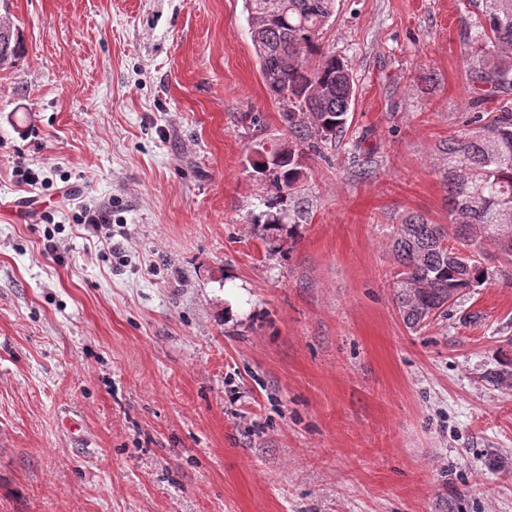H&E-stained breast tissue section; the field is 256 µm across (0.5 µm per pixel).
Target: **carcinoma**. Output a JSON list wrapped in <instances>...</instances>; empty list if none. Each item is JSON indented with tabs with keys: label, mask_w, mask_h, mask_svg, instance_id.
Here are the masks:
<instances>
[{
	"label": "carcinoma",
	"mask_w": 512,
	"mask_h": 512,
	"mask_svg": "<svg viewBox=\"0 0 512 512\" xmlns=\"http://www.w3.org/2000/svg\"><path fill=\"white\" fill-rule=\"evenodd\" d=\"M264 85L283 105L282 118L294 139L261 147L247 163L271 192L251 223L283 246L299 233L304 209L296 195L304 178L303 149L342 136L355 96L345 62L322 47L321 35L336 12V0H245ZM470 81L492 93L512 90V0H485L474 15L466 44ZM24 52L19 30L0 25V56L12 63ZM360 136L353 158L366 171L373 151ZM448 168L450 224H433L419 214L405 216L388 239L399 266L395 298L406 326L418 329L448 310L462 294L493 278L487 252L512 265V106L477 116L474 127L440 145Z\"/></svg>",
	"instance_id": "obj_1"
}]
</instances>
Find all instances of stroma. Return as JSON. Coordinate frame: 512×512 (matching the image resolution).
I'll use <instances>...</instances> for the list:
<instances>
[{"label": "stroma", "instance_id": "obj_1", "mask_svg": "<svg viewBox=\"0 0 512 512\" xmlns=\"http://www.w3.org/2000/svg\"><path fill=\"white\" fill-rule=\"evenodd\" d=\"M473 13L337 0L347 133L304 154L275 250L246 158L288 131L244 0L0 8L24 41L0 66V512H512V286L415 332L386 245L405 213L448 221Z\"/></svg>", "mask_w": 512, "mask_h": 512}]
</instances>
